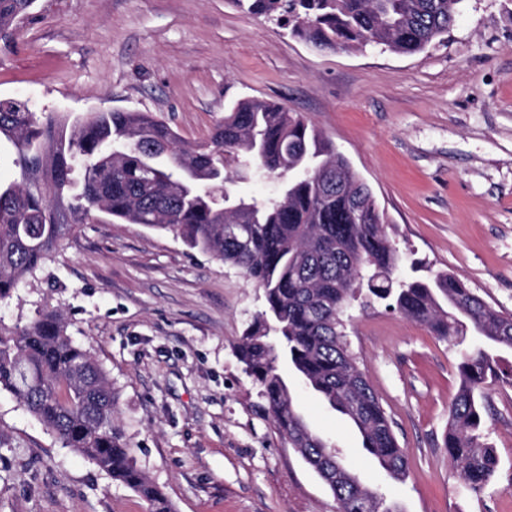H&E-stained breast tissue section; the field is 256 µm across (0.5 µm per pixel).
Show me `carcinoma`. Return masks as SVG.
Wrapping results in <instances>:
<instances>
[{"mask_svg": "<svg viewBox=\"0 0 512 512\" xmlns=\"http://www.w3.org/2000/svg\"><path fill=\"white\" fill-rule=\"evenodd\" d=\"M243 12L291 25L322 49L381 45L416 54L448 34L461 0H233ZM34 0H0V38ZM15 147L21 181L0 182V302L40 270L74 225L98 210L181 238L242 269L264 291V309L237 346L245 372L290 447L317 473L339 512H394L365 486L339 452L296 411L284 364L362 437V447L391 478L408 459L378 396L349 352L348 311L361 295L385 303L457 352L460 384L449 407L444 448L464 486L481 491L499 460L481 442L488 386L505 379L512 315L491 309L447 272H395L388 217L369 185L333 143L279 102L245 98L224 113L207 141L188 145L150 112H33L0 99V140ZM253 172L280 182L277 196L233 199L225 184ZM67 448L145 498L151 512H174L159 486L136 467L115 419L112 382L91 351L67 334L56 309L40 308L20 326L0 323V390Z\"/></svg>", "mask_w": 512, "mask_h": 512, "instance_id": "obj_1", "label": "carcinoma"}]
</instances>
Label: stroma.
I'll return each mask as SVG.
<instances>
[{
  "label": "stroma",
  "mask_w": 512,
  "mask_h": 512,
  "mask_svg": "<svg viewBox=\"0 0 512 512\" xmlns=\"http://www.w3.org/2000/svg\"><path fill=\"white\" fill-rule=\"evenodd\" d=\"M0 98L39 113L151 112L189 143L241 99L284 103L371 187L400 253L512 314V0H462L444 41L415 55L321 50L231 0H35L17 35L0 40ZM43 305L108 374L136 465L176 512H338L236 356L264 307L241 269L101 214L0 304V322L26 324ZM346 332L406 452V477L390 479L357 429L288 376L309 427L394 512H512V385L485 392V441L500 465L474 493L443 446L454 349L381 304L353 309ZM0 512L150 505L0 390Z\"/></svg>",
  "instance_id": "stroma-1"
}]
</instances>
